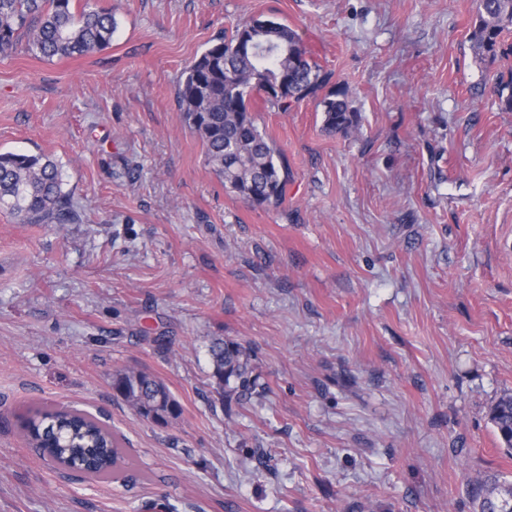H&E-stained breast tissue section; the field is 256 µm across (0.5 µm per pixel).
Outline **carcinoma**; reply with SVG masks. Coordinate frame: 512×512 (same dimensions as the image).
<instances>
[{
	"label": "carcinoma",
	"mask_w": 512,
	"mask_h": 512,
	"mask_svg": "<svg viewBox=\"0 0 512 512\" xmlns=\"http://www.w3.org/2000/svg\"><path fill=\"white\" fill-rule=\"evenodd\" d=\"M73 0H0V53L23 44L44 59L74 58L108 46L116 23L105 10L76 11ZM512 28V0H478L469 33L481 61L508 56L502 34ZM288 81V95L273 96L269 86ZM320 70L309 60L299 34L274 19L246 21L227 36L218 35L183 69L175 99L182 123L204 147L205 162L225 187L257 207L277 208L285 198L288 166L275 142L261 132L250 107L263 94L281 112L314 94ZM325 126L347 133L356 114L344 100L325 101ZM0 209L21 224H68L75 213L62 190L58 165L43 155L0 153ZM212 378L219 388L234 385L238 395L256 386L251 355L233 340L216 339L209 347ZM116 396L143 418L166 425L181 413L167 386L138 370L112 378ZM501 443L512 450V394L490 409ZM29 443L53 455L64 469L91 478H108L124 451L112 430L97 418L68 407L38 410L23 423ZM472 493L480 512H494L512 500V485L496 478L477 480Z\"/></svg>",
	"instance_id": "cac0c4a2"
}]
</instances>
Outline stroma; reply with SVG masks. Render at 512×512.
<instances>
[{
  "mask_svg": "<svg viewBox=\"0 0 512 512\" xmlns=\"http://www.w3.org/2000/svg\"><path fill=\"white\" fill-rule=\"evenodd\" d=\"M475 0H74L111 10L103 50L0 55V153L58 163L76 212L0 210V512H478L512 483L489 411L512 391V112L478 63ZM274 18L325 81L251 101L288 164L285 200L224 188L174 87L219 32ZM345 100L358 129H326ZM252 355L220 395L209 346ZM146 371L181 407L160 426L113 396ZM69 405L118 435L90 479L22 432ZM472 493L479 501L480 512H496L500 502L509 505L510 496L512 501V485L499 483L496 477L476 480L473 484Z\"/></svg>",
  "mask_w": 512,
  "mask_h": 512,
  "instance_id": "1",
  "label": "stroma"
}]
</instances>
